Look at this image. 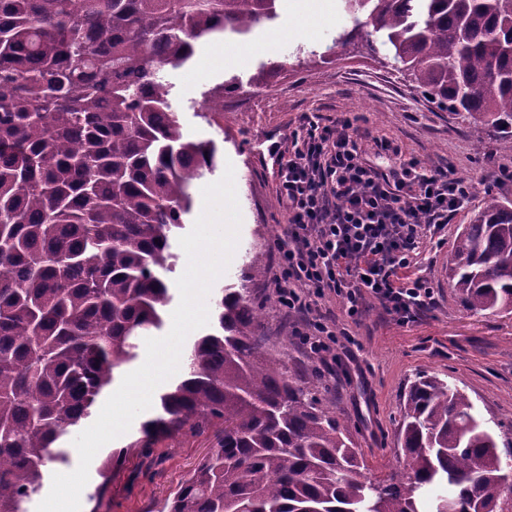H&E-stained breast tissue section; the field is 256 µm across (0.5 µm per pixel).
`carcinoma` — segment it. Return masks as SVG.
Returning <instances> with one entry per match:
<instances>
[{"instance_id": "1", "label": "carcinoma", "mask_w": 512, "mask_h": 512, "mask_svg": "<svg viewBox=\"0 0 512 512\" xmlns=\"http://www.w3.org/2000/svg\"><path fill=\"white\" fill-rule=\"evenodd\" d=\"M344 2L477 143L512 140V0ZM276 17L277 0H0V512H27L62 437L162 325L170 234L216 160L184 134L165 74ZM448 283L472 311H512V201L463 225ZM215 320L129 444L212 434L159 512H497L512 494L489 421L437 377L408 392L404 469L372 486L330 403L260 336L247 289L224 288Z\"/></svg>"}]
</instances>
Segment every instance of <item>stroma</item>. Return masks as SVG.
I'll return each instance as SVG.
<instances>
[{
  "label": "stroma",
  "mask_w": 512,
  "mask_h": 512,
  "mask_svg": "<svg viewBox=\"0 0 512 512\" xmlns=\"http://www.w3.org/2000/svg\"><path fill=\"white\" fill-rule=\"evenodd\" d=\"M352 26L343 0H279L275 21L245 38L202 46L195 64L170 73L168 80L185 134L217 146V164L202 184L219 180L226 165L235 170L242 223L232 260L215 288L245 287L262 305L266 340L280 347L290 373L327 383L337 418L375 477L402 463L398 429L410 387L422 376L439 377L467 393L490 420L500 448L512 444V312L481 314L465 307L448 284L451 247L446 244L428 252L422 263L438 304L415 322L399 324L372 300L352 320L336 298L323 300L322 314L346 328L353 342L349 349H337L335 365H321L293 334L299 318L287 315L270 288L288 218L276 198L277 165L267 148L288 137L308 113L327 124L356 120L362 147L377 168L393 164L391 157L377 154L379 138L393 140L426 167L454 165L459 176L472 180L474 193L450 222L452 237L486 196L512 200V183L498 181V164L512 159V148L493 139L475 148L466 121L438 107L382 55L369 51L367 44L375 39L371 27H361L355 45L333 48L337 32ZM241 44L252 49L246 64L221 59L224 48ZM272 62L280 63L279 73L265 86L250 84V77ZM233 77L239 83L224 99L245 100V109L227 111L217 123L202 118L208 91ZM254 259L261 271L251 268ZM133 439L129 431L111 441V448L124 446L128 452L113 466L106 494L82 501L81 512H160L211 444L205 433L162 439L150 448L133 447Z\"/></svg>",
  "instance_id": "obj_1"
}]
</instances>
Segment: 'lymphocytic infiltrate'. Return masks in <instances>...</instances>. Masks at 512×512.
Listing matches in <instances>:
<instances>
[{
  "instance_id": "1",
  "label": "lymphocytic infiltrate",
  "mask_w": 512,
  "mask_h": 512,
  "mask_svg": "<svg viewBox=\"0 0 512 512\" xmlns=\"http://www.w3.org/2000/svg\"><path fill=\"white\" fill-rule=\"evenodd\" d=\"M375 146L394 158L388 171L366 161L352 120L324 125L307 115L287 145L270 148L288 216L274 294L307 320L299 340L324 362L337 342L335 324L318 314L326 296L345 301L353 319L368 298L403 322L434 304L433 288L416 273L421 249L426 239L440 238L472 195L452 167L425 168L386 139Z\"/></svg>"
}]
</instances>
